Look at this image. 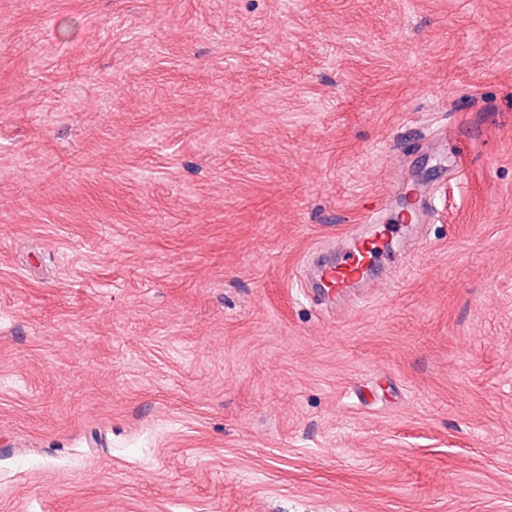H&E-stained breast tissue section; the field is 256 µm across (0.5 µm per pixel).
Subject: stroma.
Listing matches in <instances>:
<instances>
[{
  "label": "stroma",
  "instance_id": "obj_1",
  "mask_svg": "<svg viewBox=\"0 0 512 512\" xmlns=\"http://www.w3.org/2000/svg\"><path fill=\"white\" fill-rule=\"evenodd\" d=\"M0 512H512V0H0ZM419 220L420 214L413 211L401 224H376L367 233L353 237L340 259L317 269L320 288L343 296L367 285L377 260L385 259L402 237L400 234Z\"/></svg>",
  "mask_w": 512,
  "mask_h": 512
}]
</instances>
